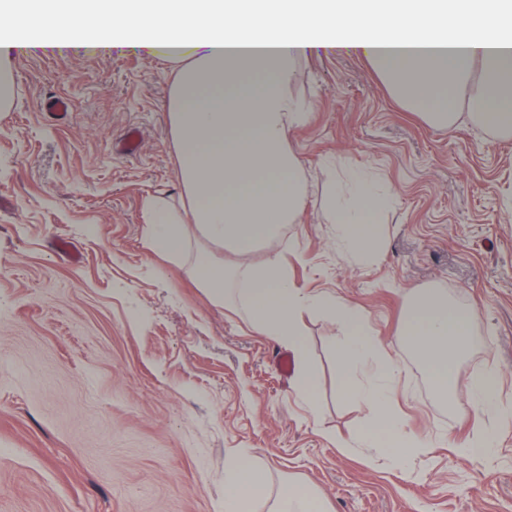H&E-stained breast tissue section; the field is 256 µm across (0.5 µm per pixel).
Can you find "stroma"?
<instances>
[{
  "instance_id": "obj_1",
  "label": "stroma",
  "mask_w": 512,
  "mask_h": 512,
  "mask_svg": "<svg viewBox=\"0 0 512 512\" xmlns=\"http://www.w3.org/2000/svg\"><path fill=\"white\" fill-rule=\"evenodd\" d=\"M60 33L50 20L0 57L13 88L0 107V512H224L235 457L266 473L255 512L291 482L331 512H512V427L487 420L490 459L453 452L477 378L496 372L512 409V137L425 123L355 53L295 65L290 90L309 117L288 137L306 187L288 262L299 287L363 308L399 366L397 408L431 446L403 472L381 449L338 445L370 415L336 375L337 322L305 319L320 375L306 404L275 368L282 346L148 248L151 199L182 194L170 63L130 47L58 49ZM54 96L72 106L66 122L47 114ZM346 168L374 173L391 201L368 262L338 244L328 209ZM421 290L477 312L454 408L399 336Z\"/></svg>"
}]
</instances>
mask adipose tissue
Masks as SVG:
<instances>
[{
  "instance_id": "1",
  "label": "adipose tissue",
  "mask_w": 512,
  "mask_h": 512,
  "mask_svg": "<svg viewBox=\"0 0 512 512\" xmlns=\"http://www.w3.org/2000/svg\"><path fill=\"white\" fill-rule=\"evenodd\" d=\"M64 16L70 44L96 49L132 43L178 65L168 119L182 187L179 206L155 200L145 228L160 258L186 264L196 287L245 315L260 334L285 346L294 387L313 402L319 375L304 340L307 315L337 318L344 336L336 371L371 420L364 447L386 449L406 468L424 447L395 409L399 368L359 306L296 285L283 251L306 194L288 134L308 116L288 90L308 53L345 49L367 58L409 107L442 127L475 125L512 133V0H0V55L41 30L48 13ZM468 95L467 111L457 108ZM336 237L370 259L383 237L390 203L370 172L337 175L330 200ZM477 314L437 292L416 294L402 334L436 384L453 399V361ZM495 374L474 381L473 415L458 458L490 457L487 417L503 418ZM265 476L240 460L224 468V512H252Z\"/></svg>"
}]
</instances>
